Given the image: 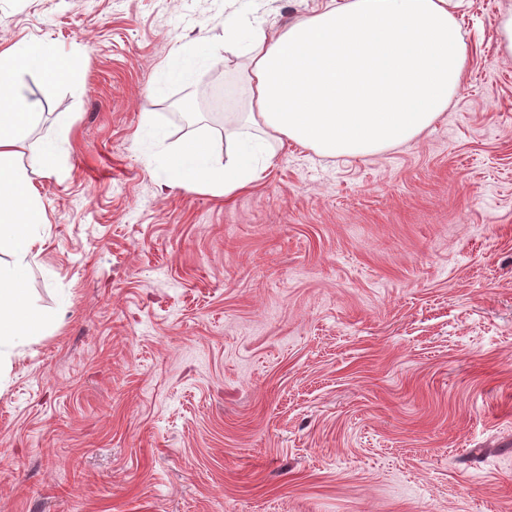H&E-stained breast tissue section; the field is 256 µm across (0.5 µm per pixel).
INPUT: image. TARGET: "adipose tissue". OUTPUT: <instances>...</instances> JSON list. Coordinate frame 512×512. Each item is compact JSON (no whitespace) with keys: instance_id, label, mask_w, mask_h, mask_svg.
Listing matches in <instances>:
<instances>
[{"instance_id":"ef3b65f1","label":"adipose tissue","mask_w":512,"mask_h":512,"mask_svg":"<svg viewBox=\"0 0 512 512\" xmlns=\"http://www.w3.org/2000/svg\"><path fill=\"white\" fill-rule=\"evenodd\" d=\"M463 0H326L281 28L224 20V39L186 40L158 69L152 92L166 97L224 67V111L239 117L216 149L211 135L177 146L153 113L141 115L139 151L154 159L164 185H189L224 200L261 183L291 144L323 156L365 158L406 146L441 118L458 93L468 61L456 11ZM221 65V64H220ZM22 68L67 80L71 66L46 43L0 51V338L39 336L62 316L38 311L27 288L42 251L35 229L45 218L28 175L55 174L57 140L30 142L37 115L12 75ZM27 157L20 167L18 157Z\"/></svg>"}]
</instances>
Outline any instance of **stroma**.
I'll return each mask as SVG.
<instances>
[{
  "label": "stroma",
  "mask_w": 512,
  "mask_h": 512,
  "mask_svg": "<svg viewBox=\"0 0 512 512\" xmlns=\"http://www.w3.org/2000/svg\"><path fill=\"white\" fill-rule=\"evenodd\" d=\"M321 0H260L282 27ZM242 0H0V50L61 141L28 288L62 308L0 341V512H512V0H466L455 106L362 160L294 145L233 203L166 187L150 112L212 115L224 69L153 95L178 41Z\"/></svg>",
  "instance_id": "obj_1"
}]
</instances>
